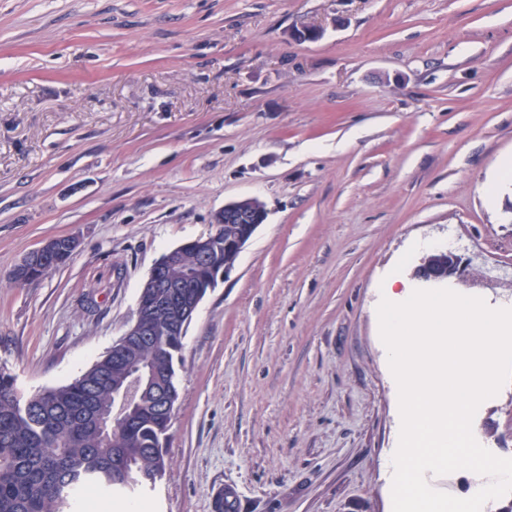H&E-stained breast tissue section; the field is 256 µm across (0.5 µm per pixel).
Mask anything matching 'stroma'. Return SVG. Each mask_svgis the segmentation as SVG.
Masks as SVG:
<instances>
[{
	"instance_id": "obj_1",
	"label": "stroma",
	"mask_w": 512,
	"mask_h": 512,
	"mask_svg": "<svg viewBox=\"0 0 512 512\" xmlns=\"http://www.w3.org/2000/svg\"><path fill=\"white\" fill-rule=\"evenodd\" d=\"M319 28L315 41L294 30ZM512 0H0V368L31 395L120 338L160 257L267 216L183 340L149 512H392L376 308L416 243L512 307ZM70 259L18 286L60 236ZM476 440L512 458V381ZM76 247L77 241L73 237H60L51 239L37 250L31 252L27 257L23 259L21 264H19V266L15 270L16 275H18L20 269L27 265V263H29L30 260L40 259L41 262L47 263L53 261L57 255L65 254L60 255L58 258V264L56 267H59L67 261L69 257L68 254H72ZM40 261L28 265V267L24 269V271L17 278L22 279L26 282H32L40 279L41 276L46 272V269H44ZM52 269L53 267L48 268L47 272H49ZM17 278H15L14 276L15 281Z\"/></svg>"
}]
</instances>
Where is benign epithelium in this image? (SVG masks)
<instances>
[{"instance_id":"7a95c632","label":"benign epithelium","mask_w":512,"mask_h":512,"mask_svg":"<svg viewBox=\"0 0 512 512\" xmlns=\"http://www.w3.org/2000/svg\"><path fill=\"white\" fill-rule=\"evenodd\" d=\"M265 219L263 205L254 198H244L224 205L216 219V227L225 224L240 225V231L235 236L224 240V250L240 253ZM217 235L218 232L214 231L188 240L162 255L141 287L136 317L124 335L131 336L142 344L149 343L155 336V315L167 310L174 311L178 316L172 326L174 332L181 329V320L194 316L197 306L187 301V289L195 287L198 273L206 271L216 279L233 268L229 263L217 265L213 260V252L218 250ZM76 247L77 241L73 237L51 239L25 257L19 267H24L34 259L43 263L50 262L60 254L73 253ZM188 251L194 253L198 259L195 271L188 273L181 281L170 280L167 271L178 264ZM464 272L465 267L462 266L459 255L452 251L434 252L421 260L415 276L424 282H441L452 276H461Z\"/></svg>"}]
</instances>
